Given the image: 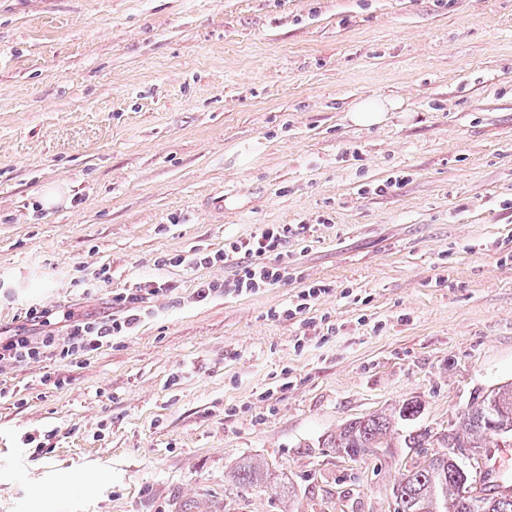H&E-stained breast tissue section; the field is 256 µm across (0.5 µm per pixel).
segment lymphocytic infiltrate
I'll use <instances>...</instances> for the list:
<instances>
[{"label": "lymphocytic infiltrate", "mask_w": 512, "mask_h": 512, "mask_svg": "<svg viewBox=\"0 0 512 512\" xmlns=\"http://www.w3.org/2000/svg\"><path fill=\"white\" fill-rule=\"evenodd\" d=\"M310 227L306 224H266L246 239L225 243L223 250H200L188 256L174 257L177 265L212 267L237 256L243 264L236 278L229 282L205 280L195 290L197 300L235 293H253L272 287L288 277L287 264L281 263L283 249L289 239L305 237ZM278 256V263H270V256ZM167 284L155 280L139 282L121 288L112 294L113 313L104 316L80 314L74 310L52 307H29L26 320L38 327V334L23 331L0 330V366L14 363L42 362L49 357L69 358L96 352L111 342L113 337L130 335L142 318L153 314L155 298L168 292ZM65 325V336H57L56 325Z\"/></svg>", "instance_id": "obj_1"}]
</instances>
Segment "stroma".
<instances>
[{"instance_id": "obj_1", "label": "stroma", "mask_w": 512, "mask_h": 512, "mask_svg": "<svg viewBox=\"0 0 512 512\" xmlns=\"http://www.w3.org/2000/svg\"><path fill=\"white\" fill-rule=\"evenodd\" d=\"M264 224L310 227L276 286L167 263ZM146 280L131 335L0 373V512H394L404 436L512 381V0H0V326ZM410 401L393 448L327 447ZM395 108L394 101L381 97H365L349 112L350 120L359 126L369 127L382 124L388 113ZM328 288L319 282H309L304 286L301 294L298 296L299 301L294 308H287L282 313L288 318H294L297 314H301L305 309L309 308L312 301L318 299L322 294L327 293ZM234 478L240 487H261L267 481L268 469L257 460H244L236 468Z\"/></svg>"}]
</instances>
